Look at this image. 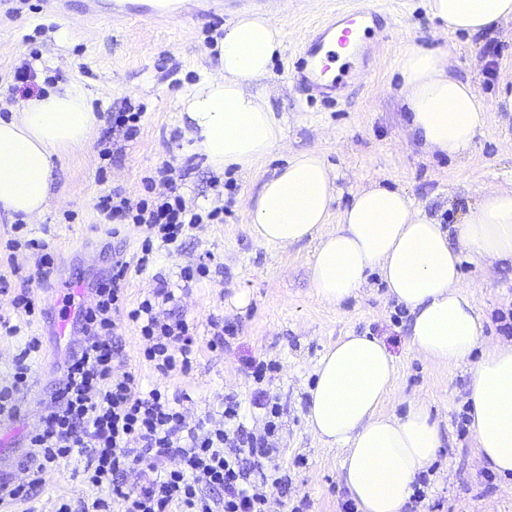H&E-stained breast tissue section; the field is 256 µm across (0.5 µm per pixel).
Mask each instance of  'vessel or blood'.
<instances>
[{
    "label": "vessel or blood",
    "mask_w": 512,
    "mask_h": 512,
    "mask_svg": "<svg viewBox=\"0 0 512 512\" xmlns=\"http://www.w3.org/2000/svg\"><path fill=\"white\" fill-rule=\"evenodd\" d=\"M193 4L211 13L224 9V0H148L136 10L130 9L124 0H114L111 17L125 23L147 20L163 24L187 14ZM371 16V11L366 8L343 12L340 19L322 24L319 34L305 44L299 59V74L314 91L327 98L335 93L336 82L329 76L331 66L339 60L341 53L356 55L367 31L366 21Z\"/></svg>",
    "instance_id": "obj_1"
}]
</instances>
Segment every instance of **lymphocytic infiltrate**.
Segmentation results:
<instances>
[{
	"mask_svg": "<svg viewBox=\"0 0 512 512\" xmlns=\"http://www.w3.org/2000/svg\"><path fill=\"white\" fill-rule=\"evenodd\" d=\"M178 179L176 169L166 164L157 178L144 180L149 187L165 184L158 196L134 201L115 189L94 204L106 221L143 228L141 255L133 264L138 270L147 268L155 244L175 246L199 224L224 221L223 210L190 208ZM133 265L114 257L110 277L96 285L90 303L81 308L76 318L80 343L61 367L39 427L24 437L21 466L31 479L0 484V499L31 502L48 468L80 460L86 482L100 492L92 512H268V488L288 484L272 443L279 428L277 401L256 393L253 403L265 411L259 435L246 430L241 405L231 396L225 397L220 415H206L192 425L181 398L158 386L142 390L134 373L117 372L125 327L139 332L144 361L162 377L188 372L197 352L188 322L165 310L176 299L167 282L129 304L126 283ZM41 348L33 336L15 356L0 385L1 422L20 419L21 397L30 389L32 360ZM130 471L139 476L133 487L123 480Z\"/></svg>",
	"mask_w": 512,
	"mask_h": 512,
	"instance_id": "obj_1",
	"label": "lymphocytic infiltrate"
}]
</instances>
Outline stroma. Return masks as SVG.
Segmentation results:
<instances>
[{
	"instance_id": "stroma-1",
	"label": "stroma",
	"mask_w": 512,
	"mask_h": 512,
	"mask_svg": "<svg viewBox=\"0 0 512 512\" xmlns=\"http://www.w3.org/2000/svg\"><path fill=\"white\" fill-rule=\"evenodd\" d=\"M368 7L380 14L366 60L355 75L344 77L335 97L324 98L299 81L296 62L308 37L334 12ZM0 5V75L29 65L39 89L69 81L92 97L98 122L85 144L64 151L53 170L51 199L37 222L26 225L29 238L49 242L56 254L51 279L30 286L39 312L19 336L0 339V375L8 374L18 347L40 337L42 350L33 367V387L20 420L0 425V444L7 457L21 455L26 433L39 425L40 403L59 376V367L80 335L65 326V294L89 303V290L106 277L114 255L136 261L143 234L135 225L112 235L93 207L102 192L122 189L131 198L145 196V175L163 163L188 173L181 186L189 204L208 211L223 208L224 221L203 224L184 238L180 249L159 248L141 273H131L130 300L151 293L158 277L178 288L172 309L197 328L198 352L191 371L161 378L143 361L144 345L134 328L123 332L125 365L138 375L144 389L160 385L170 393L189 394L188 422L221 411L225 396L241 404L248 430L261 432L263 410L251 399L263 389L277 398L282 414L279 464L289 477L287 492L269 490V512H287L290 500L305 496L311 512H339L347 493L340 480L341 453L323 447L309 432L305 415L308 390L324 351L348 333L382 340L397 363V374L384 410L403 414L411 401L422 400L442 443L431 466L434 474L421 512H512V476L487 479L477 463L472 429L462 428L467 407L470 363L443 365L418 355L409 345L410 316L394 321L398 303L386 296L378 271L368 284L340 305L318 299L310 284L316 241L281 249L257 242L250 234L248 200L261 183L292 155L319 151L337 174L338 194L332 204L340 212L354 191L381 179L404 189L415 206L435 223L454 228L489 186L512 189V112L493 109L474 153L451 160L430 156L405 129L395 72L401 49L415 42L447 51L453 72L467 77L487 102L512 90V21L493 33L471 36L440 34L425 0H288L279 14L286 50L277 56L266 79L271 103L287 123L281 147L247 169H216L190 149L178 122L177 98L199 71L217 72L215 44L237 14L224 12L173 19L168 25H126L102 17L87 21L84 0H70L66 16L47 12L43 0H27L21 13L9 18ZM143 114L136 140L125 143L109 167H102L97 143L107 125V110L122 99ZM212 256L208 277L183 284L180 271L200 257ZM37 269L35 253L22 250L14 265L0 258V278L11 289L0 291V315H11L12 292L25 286ZM463 280L473 286L484 319V337L493 343L512 341V265L486 264L463 256ZM223 320L234 332L228 346L208 348L211 318ZM275 362L271 380L258 383L246 364L251 359ZM82 463L48 470L35 501L38 512H56L67 501L83 512L98 492L81 474Z\"/></svg>"
}]
</instances>
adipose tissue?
I'll return each instance as SVG.
<instances>
[{"instance_id": "1", "label": "adipose tissue", "mask_w": 512, "mask_h": 512, "mask_svg": "<svg viewBox=\"0 0 512 512\" xmlns=\"http://www.w3.org/2000/svg\"><path fill=\"white\" fill-rule=\"evenodd\" d=\"M426 6L444 34L493 31L512 20V0H426ZM216 48L221 71L202 75L180 94V126L215 168H245L284 139L286 119L261 85L285 49L282 29L271 14L244 13ZM396 70L408 131L423 149L450 158L472 152L488 107L471 80L451 71L447 52L408 46ZM95 123L89 96L76 85L28 98L11 119H0V211L40 218L55 158L83 145ZM336 180L317 152L288 158L250 201L255 240L287 248L317 239L311 286L336 305L365 287L369 270H378L389 295L408 308L410 345L426 359L458 364L479 353L468 396L476 454L493 471L512 474V344L484 342L482 317L460 272L465 253L512 264V190L487 189L453 240L406 192L376 181L332 213ZM395 373L381 340L350 333L325 351L309 390L307 426L341 451L343 484L359 512H403L416 474L440 446L424 402H411L401 416L384 412Z\"/></svg>"}]
</instances>
